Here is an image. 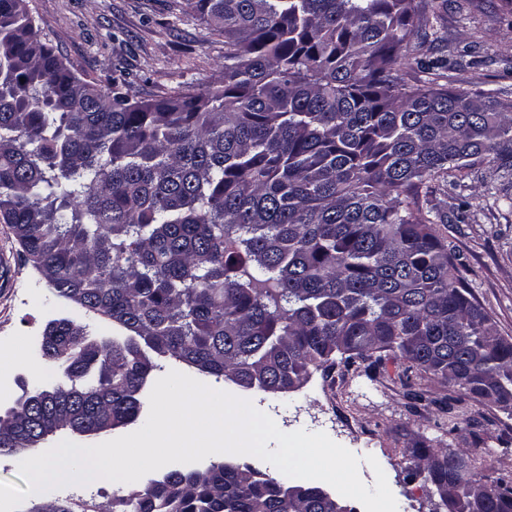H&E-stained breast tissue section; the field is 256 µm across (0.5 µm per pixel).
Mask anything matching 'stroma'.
Returning a JSON list of instances; mask_svg holds the SVG:
<instances>
[{"label":"stroma","instance_id":"stroma-1","mask_svg":"<svg viewBox=\"0 0 512 512\" xmlns=\"http://www.w3.org/2000/svg\"><path fill=\"white\" fill-rule=\"evenodd\" d=\"M30 5L38 39L77 73L105 85L123 68L136 97L158 98L177 87L198 90L224 76L223 42L211 39L183 0H30ZM439 34L449 59L463 54L469 61L453 72L454 85L512 93V8L506 0H448ZM444 209L450 221L439 225V233L460 256L463 277L501 336L512 340V159L503 167L476 166L465 191L449 190ZM64 317L76 319L95 338L124 335L104 316L56 297L26 261L9 225L0 224V364L8 368L9 385L0 397L1 413L39 383L41 375L29 361L33 342L49 321ZM404 368L402 360L386 359L373 381L353 368L339 366L326 376L316 371L284 396L239 388L169 357H155L149 379L176 370L251 401L281 431L326 433L361 457L359 473L370 486L375 475L364 458L373 456L400 512H435L439 503L434 487L411 474L416 444L464 448L469 458L484 460L490 475L512 473V417L489 401L466 396L458 407L460 429L449 433L448 417L437 407L448 398V386L417 375L412 387H405ZM412 389L422 400L409 397ZM160 476L156 470L129 486L95 480L35 493L17 512L50 501L68 512H112L115 499L144 491Z\"/></svg>","mask_w":512,"mask_h":512}]
</instances>
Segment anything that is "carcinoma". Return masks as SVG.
<instances>
[{
    "mask_svg": "<svg viewBox=\"0 0 512 512\" xmlns=\"http://www.w3.org/2000/svg\"><path fill=\"white\" fill-rule=\"evenodd\" d=\"M224 78L142 100L33 38L0 0V224L53 292L128 332L50 322L49 375L0 414V454L136 423L148 349L286 394L337 364L406 363L512 415V341L436 228L441 194L512 156V97L448 84L433 0H184ZM25 82H20V79ZM417 448L447 512H512V477ZM122 512H354L317 485L170 464Z\"/></svg>",
    "mask_w": 512,
    "mask_h": 512,
    "instance_id": "1",
    "label": "carcinoma"
}]
</instances>
